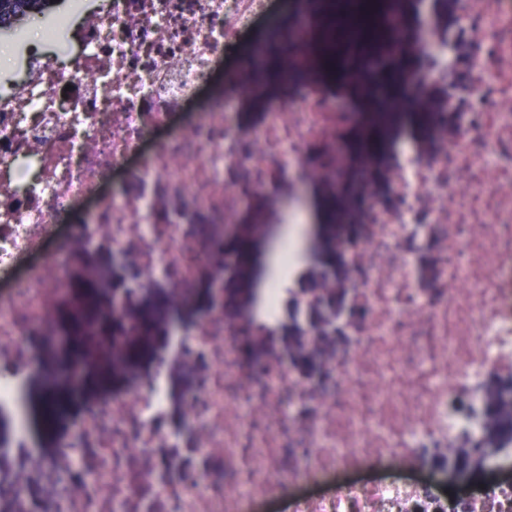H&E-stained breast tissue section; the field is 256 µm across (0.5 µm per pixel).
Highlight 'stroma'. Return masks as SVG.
Returning <instances> with one entry per match:
<instances>
[{
    "instance_id": "stroma-1",
    "label": "stroma",
    "mask_w": 512,
    "mask_h": 512,
    "mask_svg": "<svg viewBox=\"0 0 512 512\" xmlns=\"http://www.w3.org/2000/svg\"><path fill=\"white\" fill-rule=\"evenodd\" d=\"M102 2L62 0L56 13L25 22L18 36L0 38V50L13 51L17 56L13 67L0 66V91L22 83L32 55L64 57L76 54L75 29L81 18ZM432 3L429 20L434 33L442 38L453 35L459 39L455 70L447 77L417 84L404 110L392 116L387 140L367 156L359 154L360 129L356 126L340 129L336 141L319 142L310 145L306 151L307 163L331 167L337 160V146H344L350 162L361 163L369 169V181L359 183L351 179L345 187L339 188L321 179L301 181L281 176L277 169H269L270 191L252 197L239 216L237 235L228 237L222 236L218 224L209 214L188 208L183 198L167 184L149 185L148 193L158 200L168 218L194 224L199 250L208 257L199 272L192 299L177 307L170 300V284L149 280L143 288L128 290L123 269L112 264L111 244H103L90 253L80 246H73L68 258L72 282L91 283L100 303H108L114 297L124 303V315L113 321L112 333L123 337L128 358L124 367L112 376L109 386L118 389L127 385L130 376L145 377L155 370H162L169 389V416L164 431L184 429L186 396L199 379L210 373L207 361L189 365L168 355L172 322L189 325L216 308L227 325L241 324L265 272L263 257L268 246L265 236L256 232L255 227L283 223L288 215L287 204L296 196H303L324 215L323 221L315 226L313 258L296 278V296L314 295L321 283V273L326 269L335 273V290L321 304L308 309L307 319L303 322L294 314L295 297L284 298L278 327L253 331L248 348L252 353L266 357L287 355L294 369L305 377L314 374L319 358H328L349 348L351 339L347 336L326 338L318 347H311L309 325L323 320L331 310L344 307L349 299L354 278L346 265L343 237L365 222L363 197L383 190L386 162L398 142L410 141L419 152L426 154L435 141L452 140L460 129L463 100L449 98L448 86L452 83L462 86L468 80L469 47L467 41L458 36L462 4L460 0H432ZM300 91L325 96L329 93V85L318 71L309 70L298 73L289 82L272 84L262 97L235 93L232 104L238 126L247 130L259 125L266 118L269 101L285 99ZM145 317L151 322L149 334H132L130 325ZM37 347L39 363L27 373L26 426L31 441L44 455L52 456L62 442L71 437L75 423L96 404L105 387L95 382L74 389L55 428L44 430L41 423L44 397L55 387L56 374L71 364L72 355L68 347L53 342L41 341ZM0 442L9 448L8 454L0 455V473L25 476L41 512H49L52 491L33 468L26 444L19 442L16 424L11 417L0 416Z\"/></svg>"
}]
</instances>
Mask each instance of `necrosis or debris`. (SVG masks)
I'll list each match as a JSON object with an SVG mask.
<instances>
[{
	"mask_svg": "<svg viewBox=\"0 0 512 512\" xmlns=\"http://www.w3.org/2000/svg\"><path fill=\"white\" fill-rule=\"evenodd\" d=\"M107 0L76 34L67 65L39 60L34 74L0 95V171L18 161L37 176L0 181V351L28 336L57 337L51 302L72 288V242L97 248L112 238L114 259L143 250L140 275L169 271L188 297L200 261L193 232L158 219L152 197L115 186L113 174L162 181L192 208L232 229L248 197L266 190L275 166L290 175L304 148L334 137L337 123L361 122L353 106L306 93L271 106L243 131L227 102L188 112L225 50L242 46L232 73L262 95L318 63L343 80H373L404 43L376 44L369 30L401 32L399 10L365 14L343 0ZM473 76L462 137L430 155L401 149L389 200L369 196L367 226L345 246L350 267L366 266L357 288L361 323L351 351L323 365L331 384L303 379L279 361L245 359L237 330L214 312L177 333L178 348L203 354L214 370L186 400L187 428L203 469L156 464L166 407L161 376L133 379L91 409L72 434L83 455L64 449L37 470L67 471L53 512H158L142 491L153 484L170 512H448L444 482L463 442L490 437L489 382L512 400V0H469L461 19ZM285 63L268 65L270 44ZM234 169L238 183L225 181ZM90 197L91 208L76 201ZM298 209L288 212L273 277L253 317L278 318L283 286L307 251ZM434 238L439 285L419 291L407 238ZM494 437V436H491ZM465 512H512V435L494 437ZM396 467L407 482L388 480Z\"/></svg>",
	"mask_w": 512,
	"mask_h": 512,
	"instance_id": "necrosis-or-debris-1",
	"label": "necrosis or debris"
}]
</instances>
